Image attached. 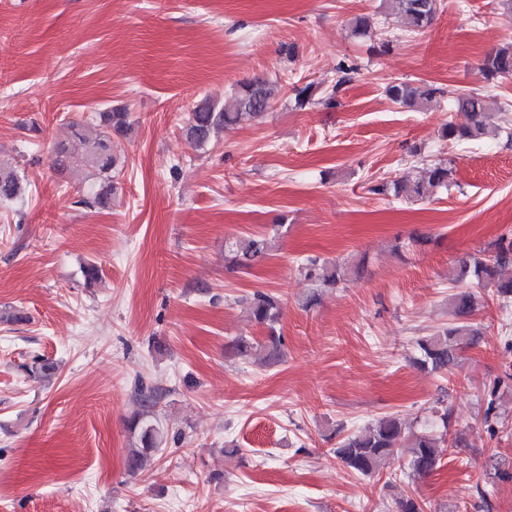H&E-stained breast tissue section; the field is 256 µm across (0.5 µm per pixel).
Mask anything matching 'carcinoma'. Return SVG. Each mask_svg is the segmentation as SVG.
<instances>
[{"mask_svg":"<svg viewBox=\"0 0 512 512\" xmlns=\"http://www.w3.org/2000/svg\"><path fill=\"white\" fill-rule=\"evenodd\" d=\"M400 14L406 24V32L419 33L430 27L436 20L441 0H387ZM352 31L359 37L372 38L378 35L377 22L372 14L360 15L352 21ZM480 70L486 81L512 74V43L497 48L484 57ZM357 71L354 65L343 64L338 68V79L328 103L343 86L352 81ZM277 86L262 77H255L241 84L231 101L219 104L206 100L196 106L186 125L187 140L196 145H205L216 133L240 123L245 119H258L271 107ZM444 90L432 85H417L412 82H395L388 86L387 94L394 102L407 107L419 106ZM458 110L469 116L465 125L449 123L442 129V137L452 143H476L492 125L493 116L488 112L484 96L479 93H459L454 96ZM101 131L96 137L88 138L76 125L68 126L66 138L57 142L54 149V163L57 168L64 166V158L72 148L79 147L87 156L90 165L102 178L101 188L93 197L92 204L108 207L112 204V169L116 165L112 138L124 136L130 130L128 113L122 109L100 113ZM452 167L435 164L428 168L422 180L407 175L390 182H382L370 188L375 194H392L395 197L417 199L426 191L448 188L451 185ZM22 181L16 170L0 164V201L8 202L22 195ZM272 245L265 235L253 236L243 244L229 249L234 266L248 269L270 254ZM512 266V238H500L495 251L488 255L475 254L458 261V279L474 280L493 289V293L504 300L512 299V277L504 278L501 271ZM305 278L320 288L336 289L343 284L347 268L332 262L309 259L301 265ZM251 320L269 328L267 342L262 344L246 336L233 340L234 348L242 357L257 352L264 353V361L273 364L281 353V336L275 325L279 322L280 301L269 293L257 291L245 299ZM452 322L448 327L420 340L419 363L433 371H448L456 366L458 353L473 344L479 332L473 328L471 317L476 311L475 296L469 292L453 294L448 299ZM155 395L143 400V410L129 422L128 429L136 439L135 448L126 457V468L130 475L143 472L164 440V433L152 416V401ZM411 444L412 456L409 468L412 474L424 477L431 473L439 461V442L428 434H415L397 417H385L364 431L348 436L336 450L339 459L350 469L362 475L378 472L385 463L395 457L398 449Z\"/></svg>","mask_w":512,"mask_h":512,"instance_id":"cac0c4a2","label":"carcinoma"}]
</instances>
